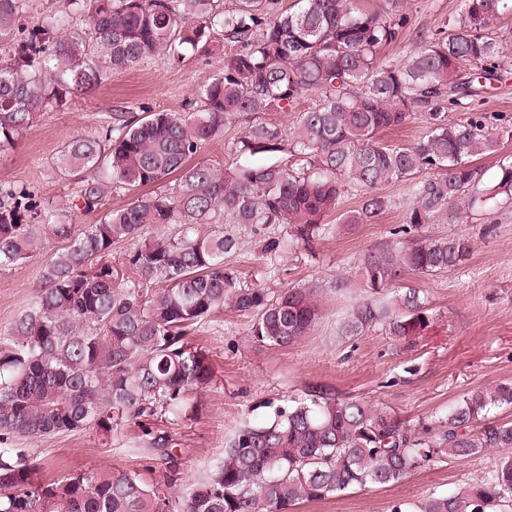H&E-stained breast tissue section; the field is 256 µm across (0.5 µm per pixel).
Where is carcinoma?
Returning a JSON list of instances; mask_svg holds the SVG:
<instances>
[{"instance_id": "1", "label": "carcinoma", "mask_w": 512, "mask_h": 512, "mask_svg": "<svg viewBox=\"0 0 512 512\" xmlns=\"http://www.w3.org/2000/svg\"><path fill=\"white\" fill-rule=\"evenodd\" d=\"M391 19L357 0H67V10L20 21L27 0H0V149L12 146L38 115L67 104L117 72L156 55L179 61L210 54L213 36L236 46L224 70L180 109L141 117L112 112L100 133L70 140L56 162L78 176L85 213L131 193L78 236L55 209L37 208L24 186L0 190V271L33 257L54 239L71 244L45 267L34 301L0 332V512H289L355 488H381L443 459L494 451L490 475L453 492L432 493L391 512H512V424L488 421L512 406V383L463 396L439 421L417 430L391 420L363 399L323 390L275 408L237 429L206 476L175 489L176 455L164 432L150 441L169 471L163 485L137 472L79 471L34 483L27 457L12 444L91 427L105 438L122 422L182 413L186 395L213 380L205 351L190 333L224 308L254 314L251 337L286 346L317 319V285L269 295L243 288L224 263L239 245L237 227L260 237L264 254L284 242L266 235L288 225L291 240L331 233L343 183L360 192L341 215L369 224L391 208L380 193L425 170L413 183L403 237L370 251L359 280L370 298L346 323L359 334L384 322L410 338L427 326L420 289L389 297L410 274L457 266L472 248L464 234L414 233L440 216L462 215L505 195L512 198V155L495 183L479 188L474 158L495 153L512 130L482 117L448 122V105L478 97L512 65L493 21L512 0H463L459 18L438 28L398 64L379 60L399 37L404 0H386ZM84 17L74 28L70 13ZM287 133L257 120L310 97ZM420 112L427 132L412 145L381 133ZM247 124L235 144L239 160L217 169L193 161L224 126ZM273 162L254 165L251 159ZM175 226L143 238L150 226ZM136 241L117 278L112 247Z\"/></svg>"}]
</instances>
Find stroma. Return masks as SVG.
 Returning <instances> with one entry per match:
<instances>
[{"label": "stroma", "instance_id": "stroma-1", "mask_svg": "<svg viewBox=\"0 0 512 512\" xmlns=\"http://www.w3.org/2000/svg\"><path fill=\"white\" fill-rule=\"evenodd\" d=\"M462 9V0H407L399 38L382 49V59L403 60L420 36L458 17ZM234 52L227 44L214 54H189L178 62L157 56L112 74L100 86L73 96L65 107L41 113L15 147L0 152V185L27 186L44 207L67 205L64 221L75 230L96 223L98 213L71 206L79 186L55 165L63 145L80 135L99 134L112 112L181 108L200 85L223 71ZM476 113L512 128V72L481 100L449 106L448 120L455 123ZM382 192L391 207L375 223L339 225L309 243L289 241L272 256L262 254L258 240L245 231L237 250L227 256L245 288L276 294L318 283V317L307 335L285 347L266 346L250 336L253 315L229 309L214 314L190 338L205 350L214 369L210 387L194 394L192 412L178 419L130 420L114 428L107 440L91 428L22 439L17 448L27 455L35 481L102 469L136 471L157 483L165 463L150 452L148 441L164 432L174 443L181 483L196 482L223 456L227 440L242 423L263 420L261 403L297 397L311 387L361 398L388 417L431 427L468 392L512 381V205L471 214L464 223L439 220L422 226L427 235H467L472 250L448 271L406 278V285L423 290L426 297L430 323L420 335L404 340L382 324L358 335L341 334V324L362 296L336 295L330 281L355 277L364 256L392 241L404 223L408 183L385 185ZM63 246V241L52 240L40 254L0 273V330L31 304L46 265ZM495 465L492 452L437 462L399 483L304 502L293 512H390L395 503L455 490L486 476Z\"/></svg>", "mask_w": 512, "mask_h": 512}]
</instances>
